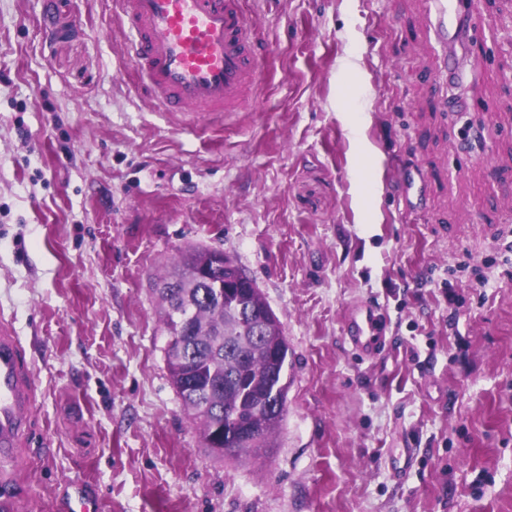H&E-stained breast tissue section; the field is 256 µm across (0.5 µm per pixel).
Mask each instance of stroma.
Wrapping results in <instances>:
<instances>
[{
    "instance_id": "1",
    "label": "stroma",
    "mask_w": 512,
    "mask_h": 512,
    "mask_svg": "<svg viewBox=\"0 0 512 512\" xmlns=\"http://www.w3.org/2000/svg\"><path fill=\"white\" fill-rule=\"evenodd\" d=\"M234 125L140 90L113 0H0V323L37 387L13 512H512V0L437 84L427 0H240ZM423 175L406 214L397 174ZM223 250L288 340L273 445L203 448L153 291ZM381 316L378 354L348 311ZM379 317L371 307L356 309L347 324V333L355 348L365 355H371L381 345ZM63 512H98V503L89 496V493L80 486L72 487L68 494Z\"/></svg>"
}]
</instances>
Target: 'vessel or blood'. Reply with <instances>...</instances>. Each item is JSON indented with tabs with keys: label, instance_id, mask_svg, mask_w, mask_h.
<instances>
[{
	"label": "vessel or blood",
	"instance_id": "obj_1",
	"mask_svg": "<svg viewBox=\"0 0 512 512\" xmlns=\"http://www.w3.org/2000/svg\"><path fill=\"white\" fill-rule=\"evenodd\" d=\"M130 30L125 52L144 87L185 129L201 118L235 116L261 81L259 48L239 0H115ZM472 19L461 0H431L428 22L443 43L458 40ZM355 348L370 355L381 344L374 309H356L347 324ZM35 387L17 337L0 330V460L17 462L31 429ZM63 512H98L73 487Z\"/></svg>",
	"mask_w": 512,
	"mask_h": 512
}]
</instances>
